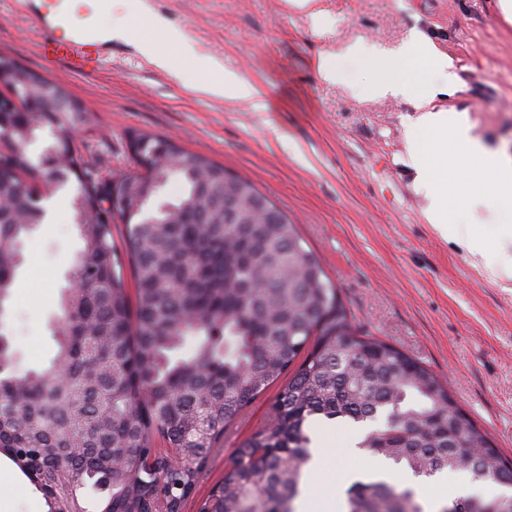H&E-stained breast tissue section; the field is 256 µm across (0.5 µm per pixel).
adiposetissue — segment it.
Listing matches in <instances>:
<instances>
[{
	"instance_id": "obj_1",
	"label": "adipose tissue",
	"mask_w": 512,
	"mask_h": 512,
	"mask_svg": "<svg viewBox=\"0 0 512 512\" xmlns=\"http://www.w3.org/2000/svg\"><path fill=\"white\" fill-rule=\"evenodd\" d=\"M133 2L135 12L156 34L143 38L136 25L112 24L109 38L136 46L153 66L171 70L179 83L194 92L222 96L228 100L251 101L255 111L266 108L259 90L247 79L228 71L224 80L213 83L199 76L200 58L194 44L177 28L155 15L145 0H117L118 4ZM179 54L181 65L172 68V54ZM402 68L396 78L377 83L372 92L378 96L394 95L415 100L416 114L408 124V144L412 164L417 172L414 186L425 201V218L440 236L460 242L474 257L498 255L497 264L488 266L492 281L512 280V225H502L497 234L484 232L482 225L462 227L453 212L462 206L491 205L499 213H512V156L486 147L471 134V126L464 115L449 117L447 110L434 105V90L428 79L440 75L454 81L453 63L440 53L429 38L421 32L411 37L392 53ZM456 161L474 173L493 177L495 192L492 200H485L480 183H472L466 197H458L448 185V163Z\"/></svg>"
}]
</instances>
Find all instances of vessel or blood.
Returning <instances> with one entry per match:
<instances>
[{"mask_svg":"<svg viewBox=\"0 0 512 512\" xmlns=\"http://www.w3.org/2000/svg\"><path fill=\"white\" fill-rule=\"evenodd\" d=\"M30 13L43 34L41 55L74 74L100 64L106 42L90 16L76 18L72 0H30Z\"/></svg>","mask_w":512,"mask_h":512,"instance_id":"vessel-or-blood-1","label":"vessel or blood"}]
</instances>
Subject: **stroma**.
<instances>
[{
    "label": "stroma",
    "instance_id": "35a3bbf8",
    "mask_svg": "<svg viewBox=\"0 0 512 512\" xmlns=\"http://www.w3.org/2000/svg\"><path fill=\"white\" fill-rule=\"evenodd\" d=\"M147 2L194 41L201 62L220 61V69L204 70L207 80L238 72L264 92L266 111L188 90L120 40L93 74L46 69L42 33L20 0H0V53L46 73L85 106L90 120L75 128V149L112 173L136 172L129 138L144 131L250 177L297 224L355 323L446 380L512 461V287L489 281L462 246L427 224L406 144L411 102L368 91L395 64L345 61L346 79L337 84L318 69L351 45L391 49L420 30L454 64L455 84L436 106L467 113L475 138L512 155V21L499 0H318L330 20L322 31L288 0ZM81 246L68 212L37 226L24 244L5 318L19 371L48 365L56 351L58 302ZM276 393L269 388L225 427L183 512H200L234 450L266 426ZM354 439L352 429L337 427L329 481L350 469L366 474L372 457ZM3 468L12 477H0V512H47L0 455Z\"/></svg>",
    "mask_w": 512,
    "mask_h": 512
}]
</instances>
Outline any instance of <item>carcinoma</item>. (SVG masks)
I'll use <instances>...</instances> for the list:
<instances>
[{
	"instance_id": "1",
	"label": "carcinoma",
	"mask_w": 512,
	"mask_h": 512,
	"mask_svg": "<svg viewBox=\"0 0 512 512\" xmlns=\"http://www.w3.org/2000/svg\"><path fill=\"white\" fill-rule=\"evenodd\" d=\"M0 112V318L23 263L21 245L43 223L36 182L83 173L70 207L77 252L49 365L19 372L0 331V455L39 492L47 512H183L224 428L286 378L271 422L236 449L202 512H295L312 461V425L361 428L357 447L415 477L466 471L512 487V463L459 407L448 386L404 350L352 321L296 224L240 175L175 139L137 132L143 174L122 181L73 153L66 167L46 127L87 119L55 82ZM183 190L153 202L170 180ZM111 200L129 214L119 251L112 225L77 200ZM135 272L131 300L124 270ZM168 445L164 451L157 441ZM347 512H423L410 487L357 480ZM472 498L440 512H483Z\"/></svg>"
}]
</instances>
